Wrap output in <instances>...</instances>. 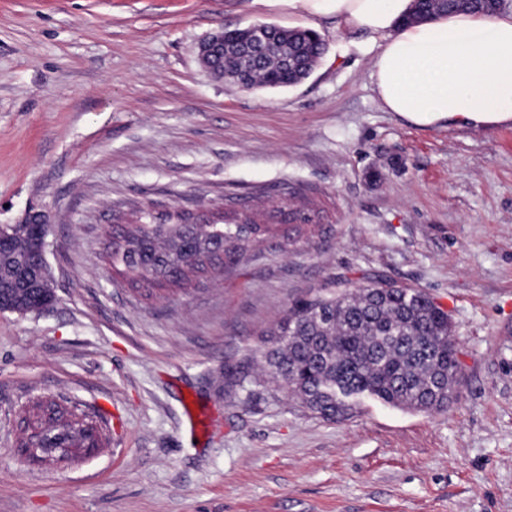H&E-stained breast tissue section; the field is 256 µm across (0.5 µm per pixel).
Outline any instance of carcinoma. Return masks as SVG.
Returning <instances> with one entry per match:
<instances>
[{"mask_svg":"<svg viewBox=\"0 0 512 512\" xmlns=\"http://www.w3.org/2000/svg\"><path fill=\"white\" fill-rule=\"evenodd\" d=\"M512 0L470 4L450 0L448 11L503 12ZM268 51L250 70L253 86L282 89L309 76L323 55L324 40L306 28L269 25ZM245 29L224 37V49L209 65L236 82ZM294 70L276 77L283 58ZM176 224H133L112 242V267L126 284L150 297L237 266L249 247L277 235L288 241L307 229L301 224H258L245 216L224 224H193L176 214ZM40 247L35 228L0 225V285L28 281L37 269ZM21 308L32 313L53 302L51 281L16 290ZM266 363L312 414L330 421L351 417L352 400L368 395L384 404L412 411L448 406L460 377L458 346L448 312L423 291L377 280L351 288H326L291 302L271 332ZM33 425L51 428L62 422L76 432L88 423L78 407L41 400L29 412Z\"/></svg>","mask_w":512,"mask_h":512,"instance_id":"cac0c4a2","label":"carcinoma"}]
</instances>
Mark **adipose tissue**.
I'll use <instances>...</instances> for the list:
<instances>
[{
	"label": "adipose tissue",
	"instance_id": "1",
	"mask_svg": "<svg viewBox=\"0 0 512 512\" xmlns=\"http://www.w3.org/2000/svg\"><path fill=\"white\" fill-rule=\"evenodd\" d=\"M379 42L371 77L387 111L421 126L512 123V15L456 14L401 25L412 0H288Z\"/></svg>",
	"mask_w": 512,
	"mask_h": 512
}]
</instances>
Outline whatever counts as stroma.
<instances>
[{"instance_id":"stroma-1","label":"stroma","mask_w":512,"mask_h":512,"mask_svg":"<svg viewBox=\"0 0 512 512\" xmlns=\"http://www.w3.org/2000/svg\"><path fill=\"white\" fill-rule=\"evenodd\" d=\"M254 23L326 51L285 89L211 78L200 42ZM370 46L286 0H0V224L46 216L55 294L0 313V512H512V125L387 111ZM303 204L319 231L161 299L106 259L114 220L154 207L278 224ZM375 279L447 310L457 398L323 420L260 375L264 334ZM47 395L107 445L29 461L16 424Z\"/></svg>"}]
</instances>
